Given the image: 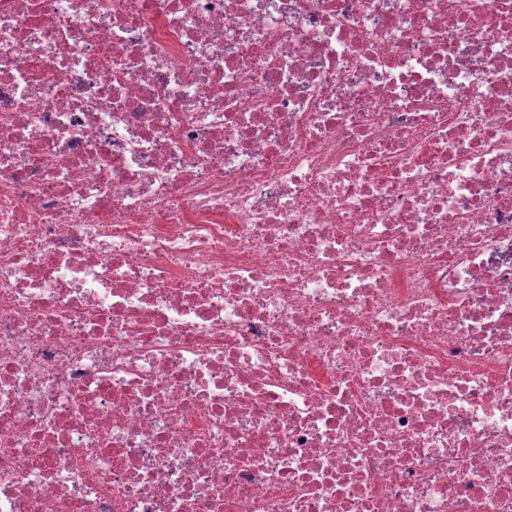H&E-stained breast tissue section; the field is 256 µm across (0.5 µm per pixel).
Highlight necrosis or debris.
I'll return each mask as SVG.
<instances>
[{"mask_svg": "<svg viewBox=\"0 0 512 512\" xmlns=\"http://www.w3.org/2000/svg\"><path fill=\"white\" fill-rule=\"evenodd\" d=\"M0 512H512V0H0Z\"/></svg>", "mask_w": 512, "mask_h": 512, "instance_id": "1", "label": "necrosis or debris"}]
</instances>
